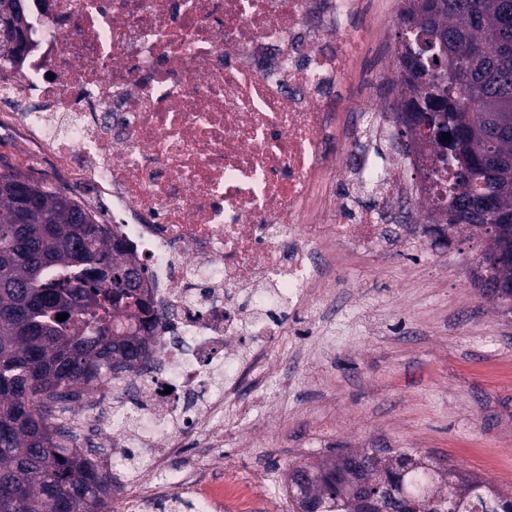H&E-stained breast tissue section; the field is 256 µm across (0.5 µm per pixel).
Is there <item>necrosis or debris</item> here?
Wrapping results in <instances>:
<instances>
[{
  "label": "necrosis or debris",
  "instance_id": "necrosis-or-debris-1",
  "mask_svg": "<svg viewBox=\"0 0 512 512\" xmlns=\"http://www.w3.org/2000/svg\"><path fill=\"white\" fill-rule=\"evenodd\" d=\"M354 0H26L27 49L0 67V108L29 159L91 186L145 266L168 329L147 366L102 379L73 417L125 403L102 428L113 458L145 456L158 479L124 512L166 498L159 479L185 436L216 444L225 410L263 425L241 402V374L267 391L271 341L296 310L320 314L329 271L348 252L380 249L379 224L404 191L398 165L368 152L327 191L328 92L347 69ZM377 191L381 212L350 200Z\"/></svg>",
  "mask_w": 512,
  "mask_h": 512
}]
</instances>
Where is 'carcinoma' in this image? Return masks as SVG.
I'll return each mask as SVG.
<instances>
[{"instance_id":"1","label":"carcinoma","mask_w":512,"mask_h":512,"mask_svg":"<svg viewBox=\"0 0 512 512\" xmlns=\"http://www.w3.org/2000/svg\"><path fill=\"white\" fill-rule=\"evenodd\" d=\"M24 0H0L13 25L8 62L25 47ZM396 58L406 41L424 45V99L409 79L403 112L425 127L399 131L439 151L423 178L439 190L430 212L448 227L487 241L474 285H498L494 304L512 313V131L486 134L487 116L512 106V0H401ZM451 134L443 140L442 134ZM122 239L68 191L0 172V484L13 488L6 512H112L121 485L78 453L58 406L82 399L103 377L139 368L162 316L149 289L138 298L124 284L145 277ZM66 313L67 319L57 320ZM122 366V372L115 366ZM295 512H512V495L413 452L343 448L288 473Z\"/></svg>"}]
</instances>
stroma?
<instances>
[{"mask_svg": "<svg viewBox=\"0 0 512 512\" xmlns=\"http://www.w3.org/2000/svg\"><path fill=\"white\" fill-rule=\"evenodd\" d=\"M399 7L362 0L355 25L364 42L336 106L332 160L348 150L355 114L396 108ZM483 249L454 235L423 238L415 252L348 255L332 277L347 334L297 372L289 396L272 386L259 397L263 428L226 412L223 450L235 454L237 470L225 486L337 448H402L512 492V314L472 285Z\"/></svg>", "mask_w": 512, "mask_h": 512, "instance_id": "1", "label": "stroma"}]
</instances>
